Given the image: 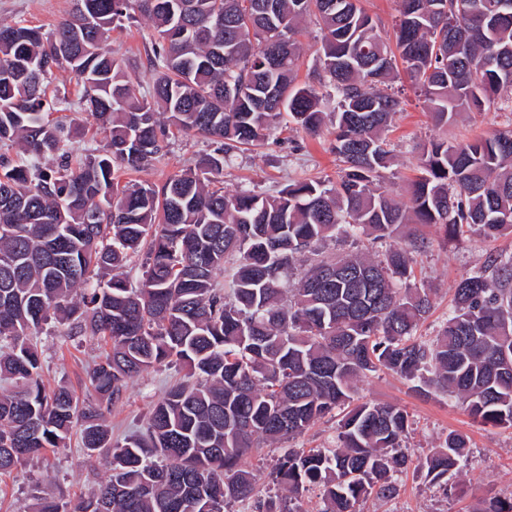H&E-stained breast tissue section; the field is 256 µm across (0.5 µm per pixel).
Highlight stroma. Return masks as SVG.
<instances>
[{"label":"stroma","instance_id":"1","mask_svg":"<svg viewBox=\"0 0 512 512\" xmlns=\"http://www.w3.org/2000/svg\"><path fill=\"white\" fill-rule=\"evenodd\" d=\"M74 3L75 0H0V25L29 24L48 32L69 17ZM151 33L149 21L140 16L112 30L107 41L108 49L121 62L141 98L151 95ZM47 93L67 98L51 118L70 125L67 149L72 157L77 159L102 148L103 134L91 126L87 113L76 108L81 94L77 76L66 70L56 72ZM509 103L512 91L501 92L498 105L490 110L464 112L448 126L438 127L422 100L406 88L401 109L394 115L387 133L394 154L393 173L384 180L388 192L405 197L408 181L416 174L421 149L430 139L439 137L465 144L512 125V112L505 109ZM332 140L327 127L316 136L294 124L275 131L260 145L244 147L233 154L224 167V190L273 194L292 182L335 178L338 166L331 152ZM210 150L208 139L180 134L171 139L160 162L136 173H119L118 179L123 184L142 181L160 185L170 176L194 167ZM424 234L432 239V246L412 252L411 258L417 285L430 288L433 299L432 313L420 333L433 336L448 315L457 283L483 266L490 255L512 253V235L487 239L473 230L461 240L448 242L442 230L428 227ZM37 348L44 360L47 385L64 386L82 399L94 400L86 370L102 352V342L75 334L69 322L53 319L38 329ZM184 375L181 367L160 365L130 381L123 402L115 405L108 417L113 442L120 444L143 432L152 403ZM356 397L362 402L404 408L410 420L406 444L416 454L430 453L449 431L456 430L468 436L472 459L471 467L459 477L460 483L468 488L465 497L443 495L439 488L427 485L410 470L401 476L395 500L383 502L372 497L358 503V512H474L486 498L512 495V429L475 423L456 399L436 392L417 393L412 382L385 370L361 379ZM109 475L108 457L84 451L78 437H71L66 446L48 452L43 458L25 461L11 473L0 476V512H14L37 495L50 496L62 503L71 501L90 493Z\"/></svg>","mask_w":512,"mask_h":512}]
</instances>
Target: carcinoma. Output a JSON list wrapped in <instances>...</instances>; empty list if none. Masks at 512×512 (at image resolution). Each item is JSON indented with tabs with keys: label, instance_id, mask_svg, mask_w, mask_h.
Here are the masks:
<instances>
[{
	"label": "carcinoma",
	"instance_id": "obj_1",
	"mask_svg": "<svg viewBox=\"0 0 512 512\" xmlns=\"http://www.w3.org/2000/svg\"><path fill=\"white\" fill-rule=\"evenodd\" d=\"M52 31L0 26V474L59 448L81 427L89 452L111 449V474L73 502L34 497L23 512H295L319 491L321 512L392 500L412 468L448 489L471 465L451 431L425 456L405 445L406 411L362 403L341 420L334 448H284L269 473L244 460L296 439L353 399L379 369L420 391L456 394L479 424L512 428V254L462 278L437 336L416 335L432 309L411 287L408 251L327 256L338 233L390 239L401 224L512 233V128L465 145L434 138L402 202L382 190V138L401 101L385 86L410 78L434 122L480 111L512 90V0H401L395 43L360 0H78ZM147 18L153 101L136 97L107 49L112 27ZM321 34L309 80L297 82L301 22ZM81 81L78 108L106 134L73 163L69 132L48 119L55 71ZM334 118V181L293 182L275 196L228 194L224 166L242 146L290 122L318 133ZM214 145L163 185H120L164 156L175 133ZM145 252L142 283L114 273ZM70 320L111 343L88 372L105 404L48 388L32 331ZM188 379L150 408L145 433L112 444L106 414L128 381L160 364ZM272 484L287 495L271 494ZM240 509L233 510L234 506ZM477 512H512V495Z\"/></svg>",
	"mask_w": 512,
	"mask_h": 512
}]
</instances>
